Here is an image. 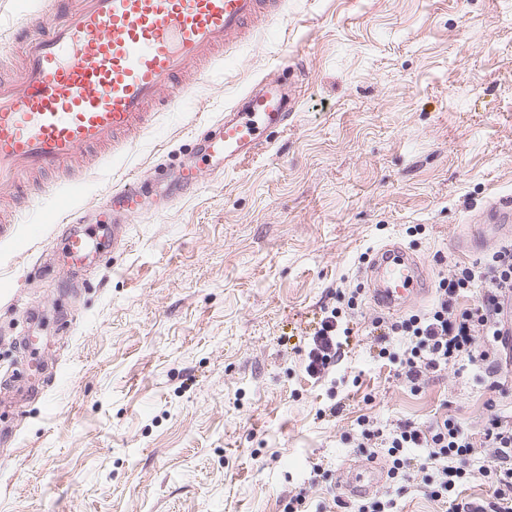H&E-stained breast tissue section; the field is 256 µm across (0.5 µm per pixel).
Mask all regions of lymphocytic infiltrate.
Segmentation results:
<instances>
[{"label": "lymphocytic infiltrate", "instance_id": "1", "mask_svg": "<svg viewBox=\"0 0 512 512\" xmlns=\"http://www.w3.org/2000/svg\"><path fill=\"white\" fill-rule=\"evenodd\" d=\"M477 289L476 303L460 307L461 293ZM433 306L425 312L396 319L377 318L374 323L380 355L398 362L399 375L411 385L467 360L476 373L504 376L512 364V333L504 329L505 309L512 302V245L493 251L484 265L457 266L441 278ZM340 315L331 310L322 320L307 351L306 371L321 379L341 356ZM483 438L492 450L478 471L492 488L490 497L457 503L455 512H512V416L495 409ZM357 447L370 453L375 440L387 450L388 477L394 486L421 479L430 497L447 498L469 475L466 459L473 448L467 428L454 417L436 421L428 428L398 423L388 436L359 419Z\"/></svg>", "mask_w": 512, "mask_h": 512}]
</instances>
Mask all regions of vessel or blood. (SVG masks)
Instances as JSON below:
<instances>
[{
	"label": "vessel or blood",
	"mask_w": 512,
	"mask_h": 512,
	"mask_svg": "<svg viewBox=\"0 0 512 512\" xmlns=\"http://www.w3.org/2000/svg\"><path fill=\"white\" fill-rule=\"evenodd\" d=\"M287 0H51V10L26 17L18 40L24 64L0 78V191L23 206L28 178L65 171L87 151H129L157 109H178L192 87L185 75L263 22L282 17ZM299 99L291 86L262 79L231 106L201 148L238 170L267 146V131L294 123ZM113 210L142 213L147 192L128 179L108 187ZM512 222V197L500 196L478 216ZM100 247L77 233L67 242L74 264ZM374 303L399 309L423 294L417 260L400 244L381 248L365 270Z\"/></svg>",
	"instance_id": "b4317fda"
}]
</instances>
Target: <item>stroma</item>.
<instances>
[{
  "mask_svg": "<svg viewBox=\"0 0 512 512\" xmlns=\"http://www.w3.org/2000/svg\"><path fill=\"white\" fill-rule=\"evenodd\" d=\"M277 74L297 82L293 127L219 173L196 131ZM194 86L122 160L85 167L72 200L56 177L32 185L0 240V396L16 398L0 403V512H282L298 493L341 512L342 474L387 471L359 454V417L385 431L453 415L478 434L488 398L512 411V384L490 394L466 366L410 390L378 356L363 292L391 243L422 266L406 315L448 266L512 243L490 227L453 248L512 194V0H288ZM187 162L196 192L131 220L103 193ZM67 203L79 233L122 225L120 249L70 270L52 221ZM354 291L343 358L313 381L307 344Z\"/></svg>",
  "mask_w": 512,
  "mask_h": 512,
  "instance_id": "35a3bbf8",
  "label": "stroma"
}]
</instances>
